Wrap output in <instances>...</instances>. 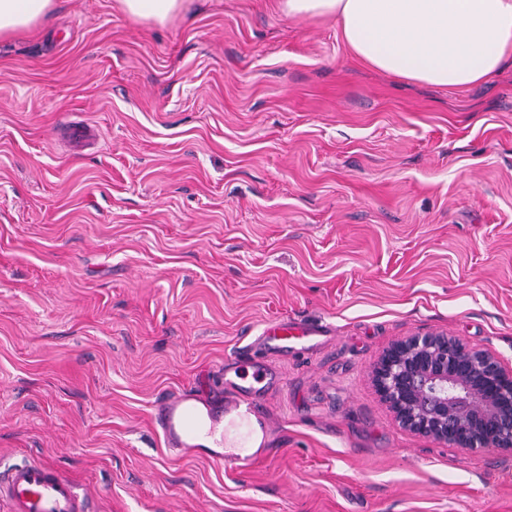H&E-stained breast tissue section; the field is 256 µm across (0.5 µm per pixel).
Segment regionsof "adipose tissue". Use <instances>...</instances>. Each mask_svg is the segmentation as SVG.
<instances>
[{"instance_id":"ef3b65f1","label":"adipose tissue","mask_w":512,"mask_h":512,"mask_svg":"<svg viewBox=\"0 0 512 512\" xmlns=\"http://www.w3.org/2000/svg\"><path fill=\"white\" fill-rule=\"evenodd\" d=\"M130 17L163 24L195 0H117ZM55 0H0V39L50 15ZM297 19L335 21L353 57L371 69L436 88L485 81L512 63V0H279ZM228 455L262 450L267 437L253 414H225L217 433L198 440Z\"/></svg>"}]
</instances>
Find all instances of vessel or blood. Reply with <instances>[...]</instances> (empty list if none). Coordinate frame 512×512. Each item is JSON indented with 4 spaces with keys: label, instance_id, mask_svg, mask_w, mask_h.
<instances>
[{
    "label": "vessel or blood",
    "instance_id": "b4317fda",
    "mask_svg": "<svg viewBox=\"0 0 512 512\" xmlns=\"http://www.w3.org/2000/svg\"><path fill=\"white\" fill-rule=\"evenodd\" d=\"M325 333L321 325L280 320L266 324L259 340L270 349H285L296 342L313 347ZM237 407L236 400L220 395L165 394L153 405L151 424L165 448L183 454L195 448L204 430H216L225 413ZM0 497L10 502L11 512H90L87 495L71 477L33 459L0 463Z\"/></svg>",
    "mask_w": 512,
    "mask_h": 512
}]
</instances>
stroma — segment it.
<instances>
[{"mask_svg":"<svg viewBox=\"0 0 512 512\" xmlns=\"http://www.w3.org/2000/svg\"><path fill=\"white\" fill-rule=\"evenodd\" d=\"M274 320L328 334L257 349ZM428 332L512 371V65L418 85L277 0L162 26L55 0L0 41V457L94 512H512V456L408 432L374 389ZM256 364L248 466L165 448L159 395Z\"/></svg>","mask_w":512,"mask_h":512,"instance_id":"obj_1","label":"stroma"}]
</instances>
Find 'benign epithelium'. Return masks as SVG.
I'll return each mask as SVG.
<instances>
[{"instance_id":"benign-epithelium-1","label":"benign epithelium","mask_w":512,"mask_h":512,"mask_svg":"<svg viewBox=\"0 0 512 512\" xmlns=\"http://www.w3.org/2000/svg\"><path fill=\"white\" fill-rule=\"evenodd\" d=\"M371 375L403 429L512 454V374L494 353L442 333L412 335L386 350Z\"/></svg>"}]
</instances>
